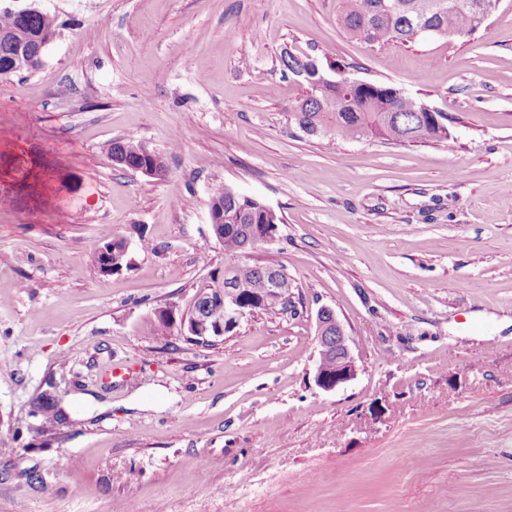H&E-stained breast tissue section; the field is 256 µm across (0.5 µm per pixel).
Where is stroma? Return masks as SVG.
<instances>
[{"instance_id":"1","label":"stroma","mask_w":512,"mask_h":512,"mask_svg":"<svg viewBox=\"0 0 512 512\" xmlns=\"http://www.w3.org/2000/svg\"><path fill=\"white\" fill-rule=\"evenodd\" d=\"M4 7L58 32L0 78V512H512V0L469 38L374 47L338 0ZM285 49L424 100L451 144L306 135ZM127 138L168 177L116 166ZM218 184L282 216L250 258L284 265L297 311L148 336L224 269ZM105 227L132 256L109 276ZM323 307L359 366L331 392ZM49 388L69 420L43 432ZM146 146L139 141H135L132 139H120L113 141L108 147V153L113 158H125L128 161H136V160H147V157L142 155L143 147ZM147 147V146H146ZM148 148V147H147ZM149 151L153 154L152 161L163 170L166 169V163L162 156L148 148ZM117 238L118 237L113 235L112 233L102 235L99 238V242L95 245L96 248L99 250V252H101L103 254L109 255L110 253H112L110 255L112 264H104L101 268H99L103 263V256L96 250L95 247L92 248L87 255L88 261L95 268H97V269L99 268L98 271L103 275H112L119 271L121 272V270H123L124 268L127 269L130 266L129 260L131 257L128 256V253L127 254L124 253L120 242L117 244L116 250L112 251L115 249V247L112 248V241ZM110 239H112V240H110ZM100 240H107V241H100ZM112 267L115 269H119V270L113 271Z\"/></svg>"}]
</instances>
